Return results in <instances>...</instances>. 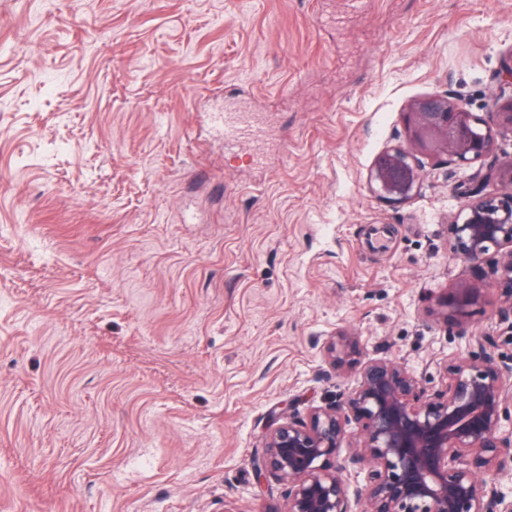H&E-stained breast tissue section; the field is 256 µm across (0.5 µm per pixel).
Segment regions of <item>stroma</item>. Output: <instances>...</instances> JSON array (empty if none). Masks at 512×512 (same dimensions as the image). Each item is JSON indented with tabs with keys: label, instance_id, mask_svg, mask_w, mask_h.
Masks as SVG:
<instances>
[{
	"label": "stroma",
	"instance_id": "obj_1",
	"mask_svg": "<svg viewBox=\"0 0 512 512\" xmlns=\"http://www.w3.org/2000/svg\"><path fill=\"white\" fill-rule=\"evenodd\" d=\"M512 0H0V512H282L251 460L275 417L356 383L354 336L433 391L479 354L430 295L467 178L429 162L381 196L417 99L484 118ZM265 113L224 150L209 115ZM357 352V346L351 336L340 335L338 341L332 342L329 347V354L332 365L336 371L342 369L346 364H351V357Z\"/></svg>",
	"mask_w": 512,
	"mask_h": 512
}]
</instances>
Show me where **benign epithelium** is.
<instances>
[{
    "label": "benign epithelium",
    "mask_w": 512,
    "mask_h": 512,
    "mask_svg": "<svg viewBox=\"0 0 512 512\" xmlns=\"http://www.w3.org/2000/svg\"><path fill=\"white\" fill-rule=\"evenodd\" d=\"M493 80L498 93L489 120L447 95L415 100L406 112L408 146L384 158L418 171L423 156L465 165L492 154L495 130L512 132V58ZM493 180L503 189L489 194ZM448 238L450 252L473 267L490 249L497 252V313L512 335V161L471 177ZM479 296V288L462 283L451 300L432 301L429 313L445 320L454 313L457 337L485 349L496 337L475 335L464 320ZM356 352L344 334L329 347L337 370ZM443 378V388L428 395L410 370L382 358L360 363L347 394L271 429L253 461L255 485L288 483L283 512H512V497L500 486L512 474V429L503 427L512 367L488 354L450 358ZM352 468L364 473L353 493L345 480Z\"/></svg>",
    "instance_id": "obj_1"
}]
</instances>
